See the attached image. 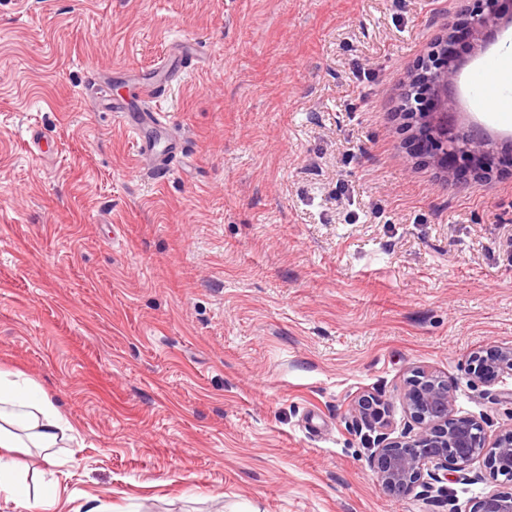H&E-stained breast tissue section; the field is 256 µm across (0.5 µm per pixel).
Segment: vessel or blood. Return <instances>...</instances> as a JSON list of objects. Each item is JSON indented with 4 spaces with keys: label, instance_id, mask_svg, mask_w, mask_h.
<instances>
[{
    "label": "vessel or blood",
    "instance_id": "vessel-or-blood-1",
    "mask_svg": "<svg viewBox=\"0 0 512 512\" xmlns=\"http://www.w3.org/2000/svg\"><path fill=\"white\" fill-rule=\"evenodd\" d=\"M195 63L193 45L185 40L170 43L165 66L133 80L134 94L143 104L140 112H132L124 100L105 96L101 106L114 113L132 135L137 155L152 174L167 173L172 162L185 151V141L173 128L169 113L152 108L153 100L166 95L171 82Z\"/></svg>",
    "mask_w": 512,
    "mask_h": 512
}]
</instances>
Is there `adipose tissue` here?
<instances>
[{
    "label": "adipose tissue",
    "instance_id": "adipose-tissue-1",
    "mask_svg": "<svg viewBox=\"0 0 512 512\" xmlns=\"http://www.w3.org/2000/svg\"><path fill=\"white\" fill-rule=\"evenodd\" d=\"M74 431L73 424L38 384L0 373V494L20 505L32 502L41 512H52L54 494L45 490L31 495L17 473L13 455L18 449L33 448L43 467H52L55 448Z\"/></svg>",
    "mask_w": 512,
    "mask_h": 512
}]
</instances>
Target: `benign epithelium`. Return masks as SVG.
<instances>
[{
  "instance_id": "benign-epithelium-1",
  "label": "benign epithelium",
  "mask_w": 512,
  "mask_h": 512,
  "mask_svg": "<svg viewBox=\"0 0 512 512\" xmlns=\"http://www.w3.org/2000/svg\"><path fill=\"white\" fill-rule=\"evenodd\" d=\"M501 0H464L462 17L446 28L409 80L402 110L417 124L414 145L418 153L438 162L458 160L473 178L491 174L498 146L474 126L455 120L453 95L460 63L452 43L465 32L482 48L498 32ZM472 385L490 386L512 378V345L495 346L476 353L467 370ZM402 401L412 426L391 436L385 411L363 396L352 409V422L373 426L370 464L378 482L390 494H416L432 501L436 484L448 478L482 483L486 491L472 512H512V496L494 485L512 477V424L492 433L482 417L455 413V389L448 379L418 368L406 381Z\"/></svg>"
}]
</instances>
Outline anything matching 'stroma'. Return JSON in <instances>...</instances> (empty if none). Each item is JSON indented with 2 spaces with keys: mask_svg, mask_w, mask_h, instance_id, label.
Masks as SVG:
<instances>
[{
  "mask_svg": "<svg viewBox=\"0 0 512 512\" xmlns=\"http://www.w3.org/2000/svg\"><path fill=\"white\" fill-rule=\"evenodd\" d=\"M459 0H0V370L77 429L18 454L54 512H441L369 462L360 396L394 428L427 366L490 430L512 403L466 375L512 345V155L450 181L416 154L403 84ZM183 37L162 107L188 155L162 181L97 105ZM462 122L487 112L512 25L470 44ZM57 147L38 153L31 135Z\"/></svg>",
  "mask_w": 512,
  "mask_h": 512,
  "instance_id": "stroma-1",
  "label": "stroma"
}]
</instances>
